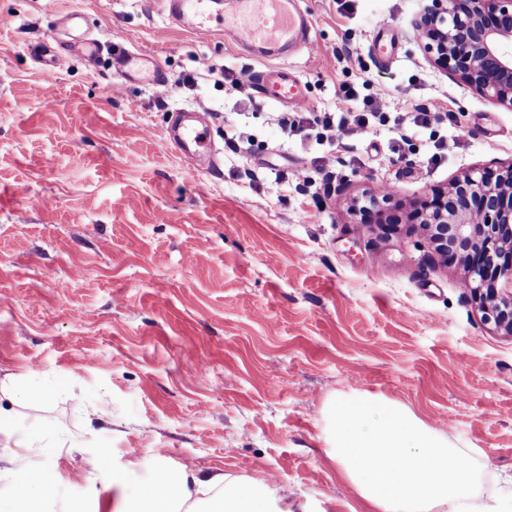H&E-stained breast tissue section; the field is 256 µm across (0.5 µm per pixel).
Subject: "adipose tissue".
<instances>
[{
	"mask_svg": "<svg viewBox=\"0 0 512 512\" xmlns=\"http://www.w3.org/2000/svg\"><path fill=\"white\" fill-rule=\"evenodd\" d=\"M330 415L335 429L329 456L375 512H485L473 495L469 452L407 407L354 391L338 397ZM0 436L17 447L0 470L12 487L11 493H0V512H44L52 483L29 455L39 449L49 456L52 448L42 446L40 436L18 430L12 414L2 410ZM150 468L148 487L136 496L120 495L112 512H182L197 493L199 512H309L271 482L203 478L189 467L173 470L160 462Z\"/></svg>",
	"mask_w": 512,
	"mask_h": 512,
	"instance_id": "obj_1",
	"label": "adipose tissue"
}]
</instances>
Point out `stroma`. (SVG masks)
<instances>
[{
	"instance_id": "35a3bbf8",
	"label": "stroma",
	"mask_w": 512,
	"mask_h": 512,
	"mask_svg": "<svg viewBox=\"0 0 512 512\" xmlns=\"http://www.w3.org/2000/svg\"><path fill=\"white\" fill-rule=\"evenodd\" d=\"M427 4L354 0L345 15L338 0H298L315 49L288 64L315 111L351 109L343 85L383 112L448 110L399 145L388 124L362 140L286 136L281 108L211 73L267 60L228 32L198 39L162 0H0V408L56 448L31 455L53 477L50 512L111 506L116 483L143 491L157 458L278 483L312 512H369L327 453L329 408L354 390L476 449L479 502L512 498V338L482 322L462 269L437 264L423 236L348 211L386 182L408 206L512 161V111L426 57L413 22ZM382 18L385 61L372 50ZM86 37L101 45L93 65L76 51ZM117 38L177 93L120 83ZM45 40L62 58L48 94ZM181 110L207 115L216 167L170 143ZM11 380L41 398L12 401ZM102 399L109 418L89 421ZM99 453L113 484L85 463Z\"/></svg>"
}]
</instances>
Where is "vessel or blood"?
Wrapping results in <instances>:
<instances>
[{
	"instance_id": "vessel-or-blood-1",
	"label": "vessel or blood",
	"mask_w": 512,
	"mask_h": 512,
	"mask_svg": "<svg viewBox=\"0 0 512 512\" xmlns=\"http://www.w3.org/2000/svg\"><path fill=\"white\" fill-rule=\"evenodd\" d=\"M170 16L176 21L192 19L194 35L211 38L215 25H224L236 42L262 56L282 58L296 52L310 50V21L299 11L297 0H235L232 11H224L220 0H166ZM112 68L118 76L137 73L152 84L168 88L162 71L155 62L137 53L119 49L112 56ZM253 84L261 97L269 102L298 108L307 104L306 87L297 75L280 65L252 75ZM206 129L184 126L172 138L173 145L200 164L214 165L207 150Z\"/></svg>"
}]
</instances>
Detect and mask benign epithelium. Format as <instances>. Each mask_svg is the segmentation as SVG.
I'll use <instances>...</instances> for the list:
<instances>
[{"label":"benign epithelium","mask_w":512,"mask_h":512,"mask_svg":"<svg viewBox=\"0 0 512 512\" xmlns=\"http://www.w3.org/2000/svg\"><path fill=\"white\" fill-rule=\"evenodd\" d=\"M425 53L449 77L512 111V0H430L413 24ZM434 246L437 257L462 267V288L481 319L512 337V161L477 168L406 208L395 193L357 198L354 223L387 224L394 211Z\"/></svg>","instance_id":"benign-epithelium-1"}]
</instances>
